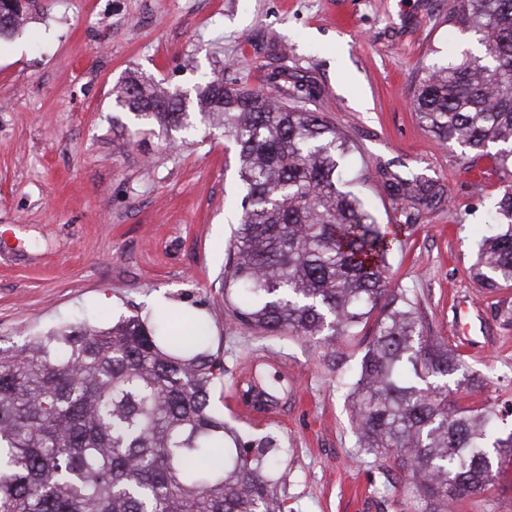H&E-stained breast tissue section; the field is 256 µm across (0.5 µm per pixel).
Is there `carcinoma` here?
<instances>
[{"instance_id": "obj_1", "label": "carcinoma", "mask_w": 512, "mask_h": 512, "mask_svg": "<svg viewBox=\"0 0 512 512\" xmlns=\"http://www.w3.org/2000/svg\"><path fill=\"white\" fill-rule=\"evenodd\" d=\"M22 0H0L13 35ZM448 24L483 48L442 55L419 81L414 109L435 138L491 154L512 168V0H452ZM129 111L182 127L185 97L132 79ZM198 115L224 129L244 187L224 300L244 330L314 340L334 362L361 350L352 370L359 447L393 458L421 512H453L485 490L495 462L512 458L488 408L448 403L463 363L425 333L408 290L386 276L411 225L380 224L360 194L344 189L352 151L320 112L269 90L220 79L197 88ZM396 196L426 205L436 184L394 176ZM509 220L479 252L475 276L512 285V190L492 223ZM224 361L208 342L178 335L164 316L120 317L110 327L69 324L0 349V512H284L270 495L282 449L272 436L243 441L212 406ZM223 449L224 464L198 461Z\"/></svg>"}]
</instances>
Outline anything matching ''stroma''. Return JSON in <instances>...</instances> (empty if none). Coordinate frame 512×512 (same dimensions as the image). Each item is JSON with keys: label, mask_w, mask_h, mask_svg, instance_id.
<instances>
[{"label": "stroma", "mask_w": 512, "mask_h": 512, "mask_svg": "<svg viewBox=\"0 0 512 512\" xmlns=\"http://www.w3.org/2000/svg\"><path fill=\"white\" fill-rule=\"evenodd\" d=\"M34 2L0 40V347L78 318L198 312L224 361L214 407L242 436L271 433L286 449L275 491L287 512H414L389 462L357 444L345 371L313 341L236 324L222 281L242 193L223 130L168 131L118 101L131 77L190 93L218 77L294 93L353 142L344 181L379 223L413 226L389 259L393 285L474 381L451 400L493 408L512 431V287L490 292L470 273L512 168L462 163L412 104L431 47L480 50L448 25V0ZM390 173L443 195L401 212ZM262 355L288 395L280 418L252 422L229 395ZM454 512H512V460Z\"/></svg>", "instance_id": "1"}]
</instances>
